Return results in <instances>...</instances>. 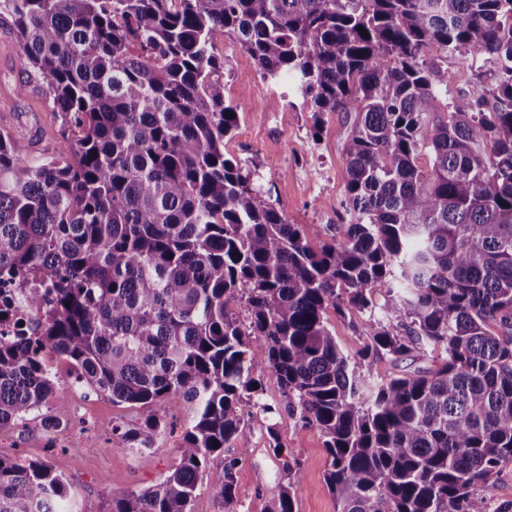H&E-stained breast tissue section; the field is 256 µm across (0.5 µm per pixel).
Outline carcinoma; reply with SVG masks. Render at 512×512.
<instances>
[{
  "label": "carcinoma",
  "mask_w": 512,
  "mask_h": 512,
  "mask_svg": "<svg viewBox=\"0 0 512 512\" xmlns=\"http://www.w3.org/2000/svg\"><path fill=\"white\" fill-rule=\"evenodd\" d=\"M2 16L65 149L34 156L0 133V277L53 290L39 334L0 343V426L60 395L43 347L140 411L129 448L185 407L178 464L153 488H112V512H193L208 459L269 412L251 376L263 361L326 437L340 512H490L477 486L512 469V0H0ZM221 37L290 80L316 122L353 117L349 220L316 249L224 152L239 115ZM433 50L482 58L492 105L460 95L434 118L448 72ZM330 307L382 311L366 369ZM430 352L439 366L374 379L380 358ZM235 465L224 512H238ZM70 498L48 465L0 458V512H71ZM269 512H295L290 488Z\"/></svg>",
  "instance_id": "1"
}]
</instances>
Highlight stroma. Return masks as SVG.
Segmentation results:
<instances>
[{
  "label": "stroma",
  "instance_id": "35a3bbf8",
  "mask_svg": "<svg viewBox=\"0 0 512 512\" xmlns=\"http://www.w3.org/2000/svg\"><path fill=\"white\" fill-rule=\"evenodd\" d=\"M224 58V98L236 106L239 124L226 151L254 173L271 203L288 221L302 225L310 246L322 245L327 227L340 223L348 180L343 145L349 132L346 113L332 112L315 120L309 103L295 96L288 83L264 81L252 58L230 39L218 41ZM448 73V94L455 97L480 89L479 61L452 53L429 52ZM0 132L23 139L32 152L59 153L64 140L51 99L28 67L10 19L0 20ZM25 84L24 95L15 87ZM329 328L350 365L362 366L359 352L376 326L367 312L327 313ZM252 375L262 384L261 401L272 413L253 411L244 418L247 447L230 443L223 455L207 462L203 484L193 502L194 512H224L218 480L224 461L237 458L236 496L240 512H269L282 487H290L296 512H339L325 474L330 457L325 437L289 413L276 377L258 362ZM168 433L153 447L126 448L115 426L138 429L137 409L113 403L105 394L81 385L36 412L23 423L7 425L0 440V457L48 464L71 486L75 512H109L112 487L144 489L158 483L179 460L178 447L187 420L184 408H168ZM284 447L275 454L270 432Z\"/></svg>",
  "mask_w": 512,
  "mask_h": 512
}]
</instances>
